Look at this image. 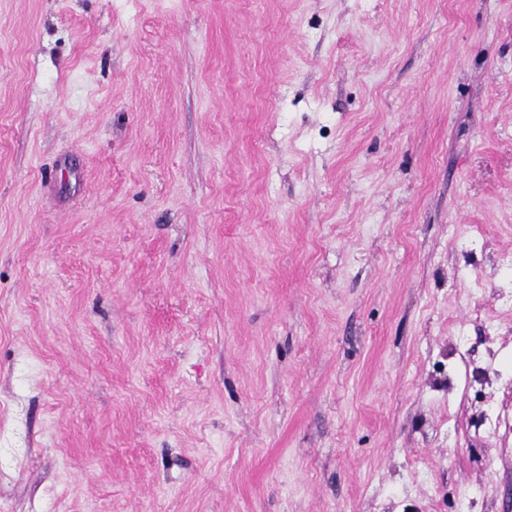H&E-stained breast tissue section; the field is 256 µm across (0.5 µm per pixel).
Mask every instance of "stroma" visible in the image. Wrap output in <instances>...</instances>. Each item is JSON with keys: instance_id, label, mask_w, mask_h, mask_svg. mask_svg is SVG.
Returning <instances> with one entry per match:
<instances>
[{"instance_id": "obj_1", "label": "stroma", "mask_w": 512, "mask_h": 512, "mask_svg": "<svg viewBox=\"0 0 512 512\" xmlns=\"http://www.w3.org/2000/svg\"><path fill=\"white\" fill-rule=\"evenodd\" d=\"M512 0H0V512H512Z\"/></svg>"}]
</instances>
